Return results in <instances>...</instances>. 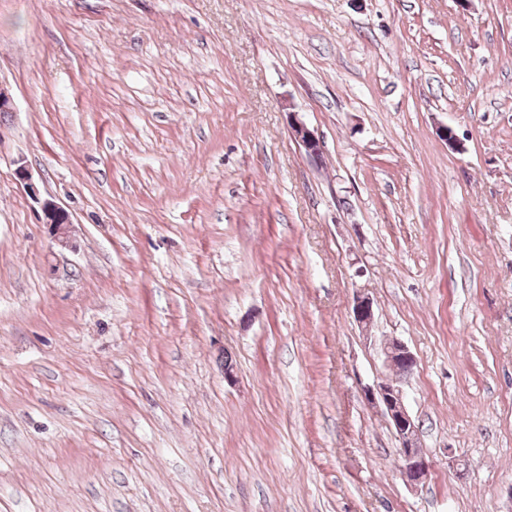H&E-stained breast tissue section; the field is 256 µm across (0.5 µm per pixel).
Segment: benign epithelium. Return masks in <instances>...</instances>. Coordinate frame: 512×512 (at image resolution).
I'll use <instances>...</instances> for the list:
<instances>
[{"instance_id": "7a95c632", "label": "benign epithelium", "mask_w": 512, "mask_h": 512, "mask_svg": "<svg viewBox=\"0 0 512 512\" xmlns=\"http://www.w3.org/2000/svg\"><path fill=\"white\" fill-rule=\"evenodd\" d=\"M289 128L295 141L301 145L309 158L322 160L323 146L320 138L297 113H289ZM43 223L48 226L49 234L61 247L71 244L69 214L55 201L45 199L41 205ZM352 314L355 321L363 326L372 322L374 317L373 302L362 290L353 298ZM383 366L392 368L403 362L413 368L416 360L407 345L398 339L387 340L379 348ZM367 402L381 408L390 427L398 438L397 471L404 482L411 487H418L428 478L430 464L422 454L419 441V425L408 410L405 392L402 387L387 381H377L364 389Z\"/></svg>"}]
</instances>
